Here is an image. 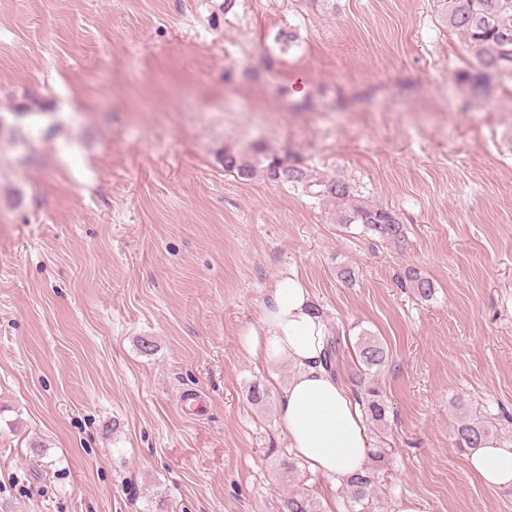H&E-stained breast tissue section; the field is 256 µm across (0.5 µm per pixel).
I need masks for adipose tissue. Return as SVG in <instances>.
<instances>
[{"label": "adipose tissue", "mask_w": 512, "mask_h": 512, "mask_svg": "<svg viewBox=\"0 0 512 512\" xmlns=\"http://www.w3.org/2000/svg\"><path fill=\"white\" fill-rule=\"evenodd\" d=\"M329 334L305 281L290 268L266 288L240 344L255 363H291L280 427L295 456L336 486L366 471L371 448L359 405L323 364ZM466 467L485 485L512 487V448L485 443L468 453Z\"/></svg>", "instance_id": "adipose-tissue-1"}]
</instances>
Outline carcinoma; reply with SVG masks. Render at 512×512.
I'll use <instances>...</instances> for the list:
<instances>
[{"label": "carcinoma", "instance_id": "cac0c4a2", "mask_svg": "<svg viewBox=\"0 0 512 512\" xmlns=\"http://www.w3.org/2000/svg\"><path fill=\"white\" fill-rule=\"evenodd\" d=\"M448 26L463 35L474 63L458 73V82L474 94H482L493 78L512 75V0H448ZM274 183H288L310 189L320 187L317 194L336 203L337 223L356 224L363 233L378 242L402 245L405 232L398 213L388 207L368 204L356 197L349 183L336 180L316 181L308 172L289 165L284 159L265 155L256 161L246 159L228 150L224 151V168L249 178L257 168ZM407 282L417 295L428 299L434 292L432 281L420 271L410 269ZM340 336L330 338L325 353V366L336 378H342L340 359L343 357ZM389 350L373 336L358 338L355 356L359 373L351 376L354 393L361 402L369 423L378 428L384 424L386 406L379 390L366 382L365 375L384 366ZM457 419L453 426L456 447L473 449L485 442L493 432V423L484 415L472 414L466 409V400L459 396L453 402ZM383 452L374 454V465L342 486L351 512H372L375 508L376 488L380 478ZM282 512H318L316 502L302 493H290L282 500Z\"/></svg>", "mask_w": 512, "mask_h": 512}]
</instances>
